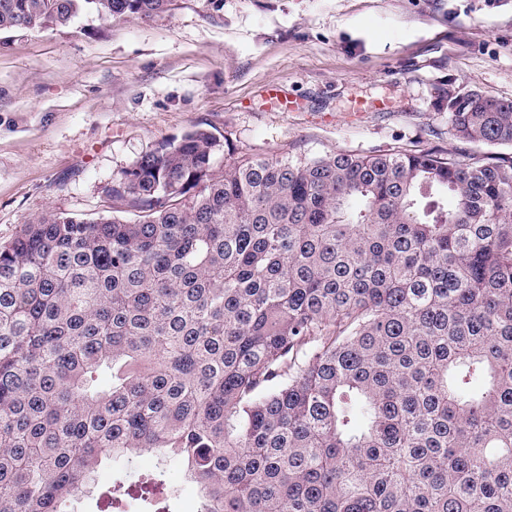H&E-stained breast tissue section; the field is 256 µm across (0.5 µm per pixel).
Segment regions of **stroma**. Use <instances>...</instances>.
Segmentation results:
<instances>
[{
  "label": "stroma",
  "instance_id": "35a3bbf8",
  "mask_svg": "<svg viewBox=\"0 0 512 512\" xmlns=\"http://www.w3.org/2000/svg\"><path fill=\"white\" fill-rule=\"evenodd\" d=\"M512 100V0H174L122 22L0 43V244L56 210L106 209L144 152L199 127L237 153L316 156L390 147L470 151L449 90ZM166 468L176 512L199 491L144 448L96 486Z\"/></svg>",
  "mask_w": 512,
  "mask_h": 512
}]
</instances>
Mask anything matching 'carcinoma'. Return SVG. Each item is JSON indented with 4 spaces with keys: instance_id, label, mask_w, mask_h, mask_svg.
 <instances>
[{
    "instance_id": "1",
    "label": "carcinoma",
    "mask_w": 512,
    "mask_h": 512,
    "mask_svg": "<svg viewBox=\"0 0 512 512\" xmlns=\"http://www.w3.org/2000/svg\"><path fill=\"white\" fill-rule=\"evenodd\" d=\"M171 4L0 0V37ZM447 110L493 150L218 172L230 142L197 128L121 172L114 215L0 244V512H68L140 448L186 465L199 512H512V100ZM174 498L162 469L97 504Z\"/></svg>"
}]
</instances>
